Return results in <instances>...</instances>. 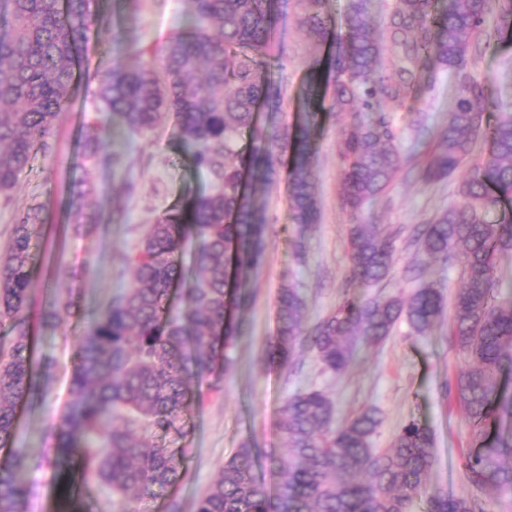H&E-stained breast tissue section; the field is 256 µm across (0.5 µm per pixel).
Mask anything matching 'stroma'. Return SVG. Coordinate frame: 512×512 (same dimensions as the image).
<instances>
[{
	"label": "stroma",
	"mask_w": 512,
	"mask_h": 512,
	"mask_svg": "<svg viewBox=\"0 0 512 512\" xmlns=\"http://www.w3.org/2000/svg\"><path fill=\"white\" fill-rule=\"evenodd\" d=\"M101 19L92 27L81 62L75 68L76 93L62 113L32 167L21 173L15 188L0 194V256L7 253L15 225L24 213L38 212L30 247L31 323L34 368L44 391L39 399L18 407L13 445L26 457L20 480L27 488L25 512H105L112 490L99 478L85 474L79 453L57 451L56 431L68 395L79 339L97 313L131 280L127 264L149 224L165 211L189 204L210 191L207 174L195 168L179 142L178 128L163 119L155 132L132 135L120 120L108 121V146L86 158L81 141L87 124L100 120L97 90L103 72L113 64L157 61L165 41L185 22L184 0H141L129 13L124 0H98ZM314 46L298 26V10L288 6L278 21L275 67L288 76L283 104L276 112H259L266 133L294 124L308 79V60ZM469 70L490 100L512 108V40L494 41L473 53ZM457 88L439 75L432 96L416 99L413 108L424 117L428 134L416 136L402 125V142L413 160L395 177L386 193L366 209L367 221L397 239L394 268L375 289L348 283L349 218L340 202L337 142L349 115L325 102L321 129L315 141L314 180L321 214L317 224L303 227L292 219L286 170L258 197L269 225L266 260L249 277L250 297L237 316L240 331L230 355L234 365L224 374L220 390L208 382H193L188 413L192 432L170 431L157 442L184 452V480L163 496L127 500L132 512H167L177 502L179 512H195L196 502L224 462L247 440L262 448H277V424L285 399L298 389H324L336 404L337 421H345L362 407L375 406L381 424L372 438L378 449L390 447L393 436L408 421L426 424L435 436V462L428 484L457 494L468 488L464 454L470 441L465 413L446 392L465 359L448 334L447 325L429 335H415L399 322L380 345L361 349L339 375L323 371L313 353L301 350L294 370L269 366L266 350L275 333L281 289L294 288L306 302L305 327H312L335 309L344 293L357 297L406 296L421 282H437L453 296L461 286L458 261H433L420 279L407 267L418 258L413 230L448 207L461 204L458 187L484 155L475 150L450 178L427 183L417 171L435 149V129L448 121ZM94 190L87 197L104 222L93 230L77 228L70 217L69 197L84 183ZM134 192H127V183ZM126 220L110 223L113 209Z\"/></svg>",
	"instance_id": "obj_1"
}]
</instances>
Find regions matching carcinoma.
Listing matches in <instances>:
<instances>
[{
  "label": "carcinoma",
  "mask_w": 512,
  "mask_h": 512,
  "mask_svg": "<svg viewBox=\"0 0 512 512\" xmlns=\"http://www.w3.org/2000/svg\"><path fill=\"white\" fill-rule=\"evenodd\" d=\"M190 24L162 46L159 61L114 65L101 78L102 111L121 118L135 134L176 121L194 163L214 191L160 216L128 258L130 283L97 315L81 339L70 398L58 428V448L83 449L85 468L112 492L146 500L183 479L181 453L156 437L182 421L189 382L231 370L228 350L239 324L228 315V268L245 275L265 259L268 230L263 205L246 192L239 162L248 159L254 185L267 188L281 164L288 168L290 207L297 224H315L320 206L314 183V131L319 99L351 114L339 134L340 200L350 217V279L375 287L394 265L395 237L363 220L406 162L401 131L389 107L405 109L420 70L446 73L459 87L438 149L421 172L437 181L460 167L482 141L486 157L461 182L464 203L435 215L420 234L429 259H460L464 285L452 303L450 332L466 363L448 393L466 412L472 446L465 460L473 491L429 490L434 463L432 430L412 420L389 448L371 447L380 425L367 407L341 426L325 391L304 388L284 401L278 430L283 447L263 451L244 442L224 462L197 500L196 512H410L417 496L427 512H485L480 494L512 492V299L494 294V262L512 252V113L488 100L467 70L470 49L483 37L512 35V0H393L386 38L375 33L368 0H348L345 31L334 34L326 0H297L299 26L315 47L303 118L266 137L255 125L256 107L281 100L270 75L279 14L271 0H189ZM496 14L495 26H485ZM0 194L32 166L45 138L72 100L73 70L81 45L98 23L94 0H0ZM107 145L106 124L91 126L84 150ZM87 192L74 194L77 224H99L86 208ZM501 212L496 224L485 219ZM38 215L24 214L6 259H0V324L19 328L0 340V449L11 445L16 409L38 391L25 308L29 301V250ZM197 242L196 275L178 311L170 290L187 277L179 260L185 240ZM304 302L292 288L278 298L276 336L269 361L297 363L294 348L307 344L333 374L342 373L362 345L377 346L405 319L427 334L445 321L447 300L434 283L407 297L344 295L310 331ZM25 459L0 467V512H23L26 489L18 478ZM278 478L271 488L259 475Z\"/></svg>",
  "instance_id": "1"
}]
</instances>
